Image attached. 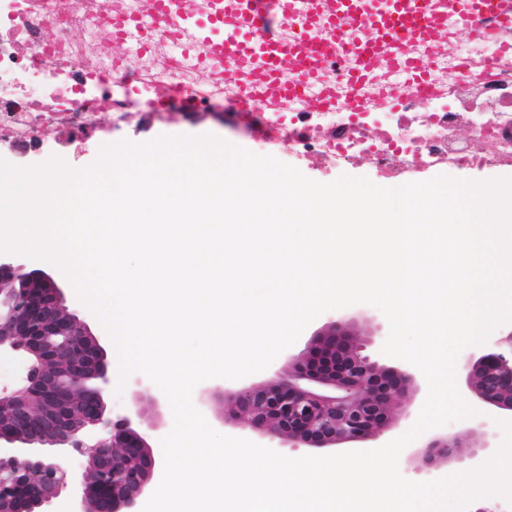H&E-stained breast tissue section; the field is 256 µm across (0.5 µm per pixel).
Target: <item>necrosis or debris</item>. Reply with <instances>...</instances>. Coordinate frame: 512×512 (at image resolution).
I'll list each match as a JSON object with an SVG mask.
<instances>
[{"label":"necrosis or debris","mask_w":512,"mask_h":512,"mask_svg":"<svg viewBox=\"0 0 512 512\" xmlns=\"http://www.w3.org/2000/svg\"><path fill=\"white\" fill-rule=\"evenodd\" d=\"M385 53L326 60L304 101L266 102L270 143L339 171L363 160L401 186L435 168L512 167V25L452 17L435 39ZM410 59L428 71L417 86ZM147 91L233 106L262 86L249 60L216 63L193 21L171 28L146 0H0V153L44 151L55 131L85 144L100 113L129 125Z\"/></svg>","instance_id":"1"}]
</instances>
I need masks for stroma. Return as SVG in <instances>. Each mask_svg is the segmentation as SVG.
Returning <instances> with one entry per match:
<instances>
[{
  "mask_svg": "<svg viewBox=\"0 0 512 512\" xmlns=\"http://www.w3.org/2000/svg\"><path fill=\"white\" fill-rule=\"evenodd\" d=\"M264 107L251 103L242 108H224L214 106L199 109L180 99H172L160 112L136 118L133 127L115 129L111 125L109 113H102L101 123L95 134L89 139L86 150L74 153L66 146V133H57V146L28 157V164L35 165L48 161L51 157L61 158L70 168L81 170L94 164L103 146L127 141L144 144L161 136H202L214 135L230 144L242 147L257 155H270L280 161H287L285 149L279 145H270L263 133V125L258 116ZM51 274L63 290L66 304L95 335L105 352V359L113 382L105 394L108 417L123 416L132 405H139L144 422L154 424L149 434V443L155 458H162V441L173 428L170 403L159 388H152L151 395L135 400V387L132 381H120L119 366L112 349L111 338L94 312L78 297L67 276L59 267H51ZM351 322L360 339L366 343V351L380 363L402 370L410 364L401 359L384 355L382 347L389 334V324L384 314L376 307L356 304L340 309L329 310L313 320L298 340L281 352L263 371L250 374L237 380L212 378L200 382L192 393L194 406L203 414L209 425L216 431H223L224 392L250 384L261 383L286 372L288 363L300 354L313 335L332 321ZM475 418L469 417L423 432L408 444V451H420L421 447L432 439L448 436L462 440L459 448L453 449L451 461H438L425 466L419 461L402 459L399 471L401 475L414 482H429L452 474L468 471L474 448L481 446L482 436L475 428Z\"/></svg>",
  "mask_w": 512,
  "mask_h": 512,
  "instance_id": "stroma-1",
  "label": "stroma"
}]
</instances>
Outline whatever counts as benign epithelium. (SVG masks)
Masks as SVG:
<instances>
[{
  "instance_id": "7a95c632",
  "label": "benign epithelium",
  "mask_w": 512,
  "mask_h": 512,
  "mask_svg": "<svg viewBox=\"0 0 512 512\" xmlns=\"http://www.w3.org/2000/svg\"><path fill=\"white\" fill-rule=\"evenodd\" d=\"M31 359L27 385L0 395V512H51L67 487L57 451L71 448L93 465L98 482L83 478L80 512H135L157 462L139 412L106 417L111 378L97 338L65 304L45 270L16 254L0 253V349ZM342 324L317 333L288 375L228 393L224 427L249 430L280 447L356 448L391 431L416 376L363 353ZM470 390L495 420L512 421V330L495 337L474 359L464 358ZM454 444L436 440L425 461L448 457Z\"/></svg>"
}]
</instances>
